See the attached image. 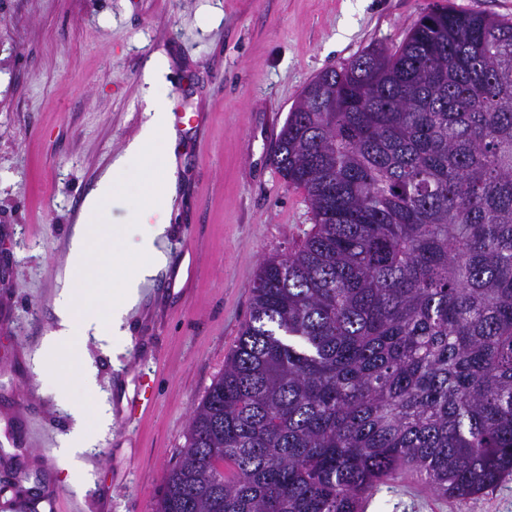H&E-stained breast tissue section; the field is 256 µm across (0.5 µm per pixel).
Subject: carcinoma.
I'll return each instance as SVG.
<instances>
[{"label": "carcinoma", "mask_w": 512, "mask_h": 512, "mask_svg": "<svg viewBox=\"0 0 512 512\" xmlns=\"http://www.w3.org/2000/svg\"><path fill=\"white\" fill-rule=\"evenodd\" d=\"M271 163L312 228L263 259L154 512H364L512 476V20L426 10L317 74Z\"/></svg>", "instance_id": "1"}]
</instances>
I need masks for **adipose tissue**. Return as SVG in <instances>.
Wrapping results in <instances>:
<instances>
[{"instance_id": "adipose-tissue-1", "label": "adipose tissue", "mask_w": 512, "mask_h": 512, "mask_svg": "<svg viewBox=\"0 0 512 512\" xmlns=\"http://www.w3.org/2000/svg\"><path fill=\"white\" fill-rule=\"evenodd\" d=\"M149 110L150 118L137 140L114 159L83 206L82 216L70 240L63 286L54 302L59 328L44 337V348L70 352L76 342L85 341L89 336L121 335L123 317L138 302L141 286L165 262V255L158 244L165 233L164 219L169 212L174 190L175 167L169 159L156 165L143 195L141 222L130 225L127 231L129 248L144 255V262L132 266L123 254L112 256L113 289L107 314H99L93 304L80 303L72 289L73 282L84 278L93 265V245L103 231L102 225L91 223V216L97 214L111 198L116 177L134 161L150 157L153 144L169 133L168 109L162 91H155ZM71 414L75 426L61 436L57 450L59 458L67 461L75 460L88 446L89 440L84 430L88 418H97L105 424L110 421L105 411L85 406L73 407Z\"/></svg>"}]
</instances>
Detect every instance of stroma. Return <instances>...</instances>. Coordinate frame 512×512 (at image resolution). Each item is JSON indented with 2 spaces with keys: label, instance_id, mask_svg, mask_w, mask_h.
Returning a JSON list of instances; mask_svg holds the SVG:
<instances>
[{
  "label": "stroma",
  "instance_id": "stroma-1",
  "mask_svg": "<svg viewBox=\"0 0 512 512\" xmlns=\"http://www.w3.org/2000/svg\"><path fill=\"white\" fill-rule=\"evenodd\" d=\"M455 6L512 19V0H0V449L18 400L39 404L50 442L28 444L26 465L84 512H152L178 459L193 409L249 318L260 262L289 252L311 226L303 190L271 164L275 136L304 86L363 50L396 49L428 8ZM164 58L169 113L197 112L177 132L167 259L125 317L120 343L92 338L88 392L67 355L40 352L55 329L54 298L86 195L147 119L146 69ZM148 173L133 164L93 223L100 261L79 294L112 275ZM193 278L175 273L183 250ZM187 284L170 291V279ZM153 405L129 412L136 377ZM67 383L69 406L55 399ZM95 403L92 444L77 465L45 471L73 425L70 406ZM366 512H512V479L473 500L438 496L406 473Z\"/></svg>",
  "mask_w": 512,
  "mask_h": 512
}]
</instances>
